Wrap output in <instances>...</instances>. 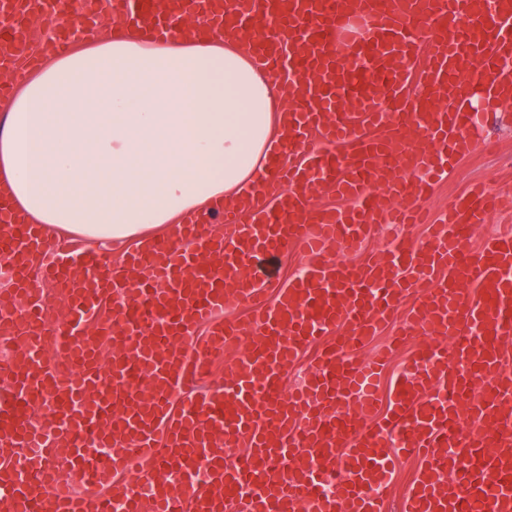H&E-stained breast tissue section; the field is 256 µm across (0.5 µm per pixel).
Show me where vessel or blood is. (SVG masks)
Here are the masks:
<instances>
[{
    "mask_svg": "<svg viewBox=\"0 0 512 512\" xmlns=\"http://www.w3.org/2000/svg\"><path fill=\"white\" fill-rule=\"evenodd\" d=\"M117 0L115 10L145 35L177 33L185 15L199 29L226 33L263 69L295 90L287 106L289 144L298 160L271 157L256 198L225 209L224 232L186 215L174 238L133 245L121 263L94 250L68 251L41 225L21 223L0 195V279L10 284L0 341L24 352L0 363L10 388L0 396V493L14 512H226L210 487L237 489L248 512H381L397 454L422 458L400 512H512V232L468 248L460 226L512 209V197L473 188L443 218L420 204L426 185L391 177V168L447 174L473 153L470 97L512 101V0ZM53 0H0V14L22 19ZM427 37L425 64L416 67ZM365 57L383 75L377 92L337 77L342 59ZM37 54L17 58L0 38V65L28 71ZM420 138L403 146L406 125ZM325 183L348 208L316 205L312 182ZM425 224L424 244L402 242L360 264L335 263L331 249L358 250L374 225ZM295 250L308 273L281 283L254 278L258 256ZM42 279L69 299L64 323L35 291ZM414 304L399 336L425 341L411 359L383 416H376L379 353L362 365L349 353L393 321L401 299ZM145 315L124 312L128 300ZM246 305V321L223 320ZM252 338L224 385L202 392L227 344ZM112 346L110 367L101 349ZM315 354L304 385L280 391L307 347ZM151 380L149 398L129 392V365ZM71 401V415L26 411L43 389ZM469 396L467 424L458 399ZM71 450L79 490L43 494L45 462ZM244 447L240 465L222 449ZM112 449L110 460L95 450ZM21 458H13L14 450ZM207 467L209 485L172 487L171 468ZM466 472L448 482L447 473ZM339 476V492L315 490ZM157 488L151 507L137 489Z\"/></svg>",
    "mask_w": 512,
    "mask_h": 512,
    "instance_id": "vessel-or-blood-1",
    "label": "vessel or blood"
}]
</instances>
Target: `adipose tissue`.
Returning <instances> with one entry per match:
<instances>
[{
	"label": "adipose tissue",
	"instance_id": "1",
	"mask_svg": "<svg viewBox=\"0 0 512 512\" xmlns=\"http://www.w3.org/2000/svg\"><path fill=\"white\" fill-rule=\"evenodd\" d=\"M43 57L0 103V193L98 248L258 189L286 137V91L230 38L128 21Z\"/></svg>",
	"mask_w": 512,
	"mask_h": 512
}]
</instances>
